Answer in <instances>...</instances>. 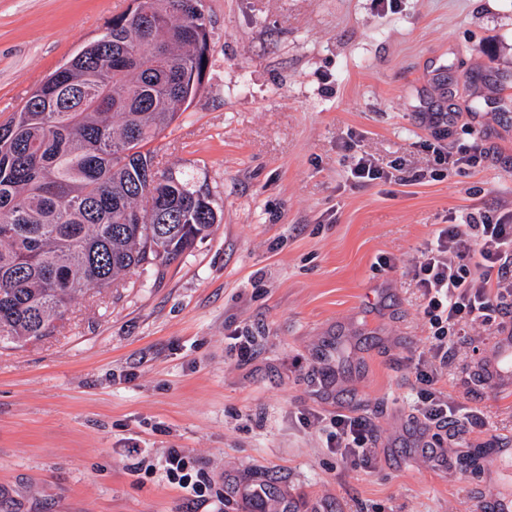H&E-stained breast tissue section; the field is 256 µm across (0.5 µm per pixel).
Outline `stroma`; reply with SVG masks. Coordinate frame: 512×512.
I'll list each match as a JSON object with an SVG mask.
<instances>
[{"label": "stroma", "mask_w": 512, "mask_h": 512, "mask_svg": "<svg viewBox=\"0 0 512 512\" xmlns=\"http://www.w3.org/2000/svg\"><path fill=\"white\" fill-rule=\"evenodd\" d=\"M128 5L0 0V121ZM205 9L202 88L151 147L220 219L163 272L89 290L52 335L0 348V512H476L485 462L466 457L512 439V389L464 381L512 294L456 345L447 388L483 424L448 470L415 448L443 433L414 420L430 329L406 270L435 230L512 203V0ZM439 108L444 135L426 119ZM440 147L473 159L448 172ZM361 154L387 180L348 181ZM350 412L376 427L372 468L326 445ZM141 448L185 449L206 497L135 471Z\"/></svg>", "instance_id": "1"}]
</instances>
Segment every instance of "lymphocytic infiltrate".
Returning <instances> with one entry per match:
<instances>
[{"instance_id": "f902f5d3", "label": "lymphocytic infiltrate", "mask_w": 512, "mask_h": 512, "mask_svg": "<svg viewBox=\"0 0 512 512\" xmlns=\"http://www.w3.org/2000/svg\"><path fill=\"white\" fill-rule=\"evenodd\" d=\"M410 272L422 290L423 314L431 329L427 366L414 371L419 387L415 419L424 428L443 426L462 434L473 427L475 416L444 389L443 370L462 326L496 311L503 289L512 288V210L472 214L463 223L437 230ZM330 426L328 448L353 464L371 465L375 427L368 419L341 413ZM162 475L193 497L205 495L183 449H168Z\"/></svg>"}]
</instances>
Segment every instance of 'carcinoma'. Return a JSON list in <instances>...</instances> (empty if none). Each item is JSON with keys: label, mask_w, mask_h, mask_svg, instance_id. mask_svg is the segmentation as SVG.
<instances>
[{"label": "carcinoma", "mask_w": 512, "mask_h": 512, "mask_svg": "<svg viewBox=\"0 0 512 512\" xmlns=\"http://www.w3.org/2000/svg\"><path fill=\"white\" fill-rule=\"evenodd\" d=\"M204 0H138L0 122V345L52 335L70 302L168 266L217 222L154 139L199 93Z\"/></svg>", "instance_id": "cac0c4a2"}]
</instances>
